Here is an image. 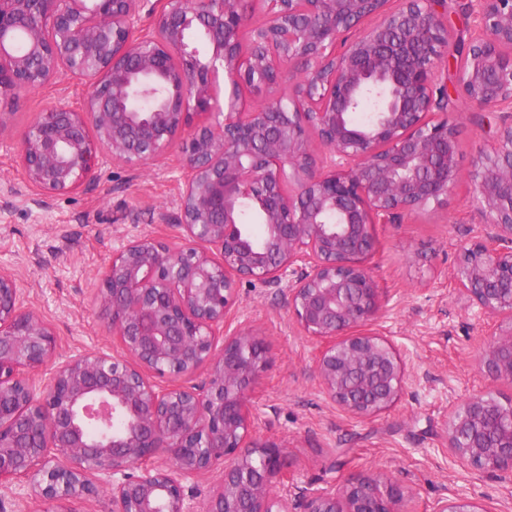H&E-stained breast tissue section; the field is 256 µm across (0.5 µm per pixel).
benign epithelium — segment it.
Returning a JSON list of instances; mask_svg holds the SVG:
<instances>
[{
	"instance_id": "benign-epithelium-1",
	"label": "benign epithelium",
	"mask_w": 512,
	"mask_h": 512,
	"mask_svg": "<svg viewBox=\"0 0 512 512\" xmlns=\"http://www.w3.org/2000/svg\"><path fill=\"white\" fill-rule=\"evenodd\" d=\"M254 2L0 0V131L20 92L61 74L90 85L82 110L38 114L19 142L32 203L78 187L104 158L146 170L175 144L182 184L178 241L132 240L101 271L97 303L120 356L55 361L52 326L0 272V491L15 502L75 512L74 501L106 494L112 512H290L273 489L279 445L252 438L250 393L266 352L245 327L224 334L243 280L288 279L295 321L324 343L316 373L337 406L372 418L399 399L406 365L371 329L382 300L366 260L374 225L447 201L458 181L448 0H261L262 37L247 41ZM475 5L456 94L500 112L501 126L473 173L491 232L463 247L454 281L470 305L504 321L479 369L512 385V0ZM134 100L151 106L134 112ZM245 205L260 216L259 240L242 224ZM202 367V384L149 378ZM448 448L467 466L512 476V398L487 391L455 406ZM215 471L196 502L186 484ZM403 497L388 479L354 476L300 507L396 512ZM439 512L487 510L456 494Z\"/></svg>"
}]
</instances>
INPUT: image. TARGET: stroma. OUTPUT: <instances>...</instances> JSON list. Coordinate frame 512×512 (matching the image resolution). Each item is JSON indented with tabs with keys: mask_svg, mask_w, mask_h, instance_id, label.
I'll return each mask as SVG.
<instances>
[{
	"mask_svg": "<svg viewBox=\"0 0 512 512\" xmlns=\"http://www.w3.org/2000/svg\"><path fill=\"white\" fill-rule=\"evenodd\" d=\"M87 87L59 76L16 96L0 131V271L14 275L26 307L56 332L57 357L119 351L95 297L100 273L128 241L152 237L176 242L178 230L162 214L177 211L179 154L149 170L104 162L94 179L47 196L43 206L15 162L30 121L59 105L82 109ZM459 113V178L448 203L375 227L377 248L367 259L382 291L376 329L400 349L407 379L398 401L372 418L355 417L324 393L315 371L321 349L305 336L289 309L286 284L242 283L228 314L266 347L269 364L250 393L254 437L282 447L279 491L289 500L354 475L389 479L405 492L398 512H438L454 494L481 498L487 512H512V477L463 466L448 449L454 406L512 386L478 368L479 353L497 328L456 290L461 250L488 231L470 178L479 152L492 151L496 113L454 98Z\"/></svg>",
	"mask_w": 512,
	"mask_h": 512,
	"instance_id": "stroma-1",
	"label": "stroma"
}]
</instances>
